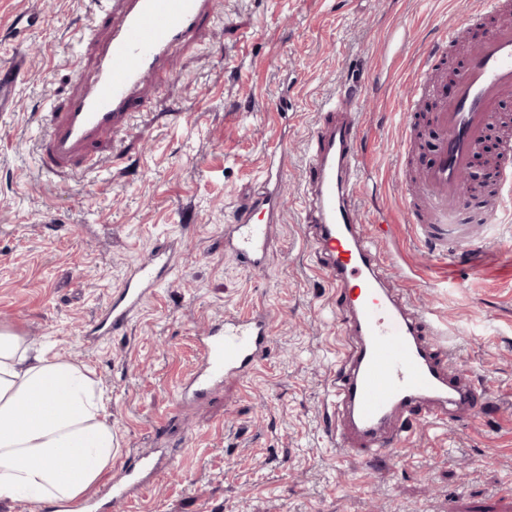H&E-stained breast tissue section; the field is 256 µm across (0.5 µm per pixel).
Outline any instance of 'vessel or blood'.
Returning <instances> with one entry per match:
<instances>
[{
  "label": "vessel or blood",
  "instance_id": "obj_1",
  "mask_svg": "<svg viewBox=\"0 0 512 512\" xmlns=\"http://www.w3.org/2000/svg\"><path fill=\"white\" fill-rule=\"evenodd\" d=\"M215 5L216 0H122L119 10L99 12L95 22L107 36L95 42L92 64L76 57L73 73L81 90L67 99L42 138L41 166L57 169L112 133L118 119L138 107L145 80L196 35ZM444 50L440 44L426 53L415 82L418 90H432L440 100L431 116L435 147L418 177L429 210L419 211L407 191L401 212L407 223L419 226L425 242L465 244L473 236L472 225L451 223L450 216L461 202L460 177L488 121L501 98L512 93V27L493 29L474 47L450 96L445 80L431 76ZM25 71L21 58L0 68V112L10 110ZM361 87L358 81L349 85L313 128L302 195L319 269L336 290L337 314L357 338L347 368L336 376V447L366 462L384 451L399 452L416 421L440 422L451 413L476 416L483 389L472 374L449 373L441 351L427 339L434 328L430 314L400 301L385 286L384 256L357 228L351 198L363 162L359 144L364 125L354 110ZM501 153L500 202L507 205L512 203V139L503 142ZM280 212L279 198L263 190L243 198L224 227L227 252L247 267L263 265ZM180 255L179 243L167 240L131 268L102 311L97 333L125 329L176 268ZM194 342L197 358L179 384L181 403L203 399L228 380L256 370L273 344L269 316L261 309L225 316ZM156 467L147 457L123 467L99 512L129 502L142 489L143 475Z\"/></svg>",
  "mask_w": 512,
  "mask_h": 512
}]
</instances>
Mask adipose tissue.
Listing matches in <instances>:
<instances>
[{
    "mask_svg": "<svg viewBox=\"0 0 512 512\" xmlns=\"http://www.w3.org/2000/svg\"><path fill=\"white\" fill-rule=\"evenodd\" d=\"M112 427L86 367L0 330V502L82 512L112 465Z\"/></svg>",
    "mask_w": 512,
    "mask_h": 512,
    "instance_id": "ef3b65f1",
    "label": "adipose tissue"
}]
</instances>
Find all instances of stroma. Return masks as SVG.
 Masks as SVG:
<instances>
[{
  "label": "stroma",
  "mask_w": 512,
  "mask_h": 512,
  "mask_svg": "<svg viewBox=\"0 0 512 512\" xmlns=\"http://www.w3.org/2000/svg\"><path fill=\"white\" fill-rule=\"evenodd\" d=\"M476 0H217L204 29L154 77L140 110L91 158L57 173L37 160L46 111L79 84L70 64L97 0H0V64L27 62L12 111L0 112V329L47 343L93 371L106 393L115 454L167 456L124 512H512V214L482 196L456 221L478 232L477 268L451 263L403 221L399 152L409 88L442 31ZM364 76L368 136L361 234L376 236L388 288L431 313L454 370L482 381L477 418L418 423L410 445L371 466L341 459L325 427L336 374L356 338L317 271L303 219L307 140L319 109ZM289 98L293 108L280 116ZM288 165L282 215L264 267L224 251V226L260 185L270 142ZM173 275L122 332L87 330L127 269L167 239ZM271 318L270 356L245 381L176 407L194 336L227 313Z\"/></svg>",
  "instance_id": "35a3bbf8"
}]
</instances>
